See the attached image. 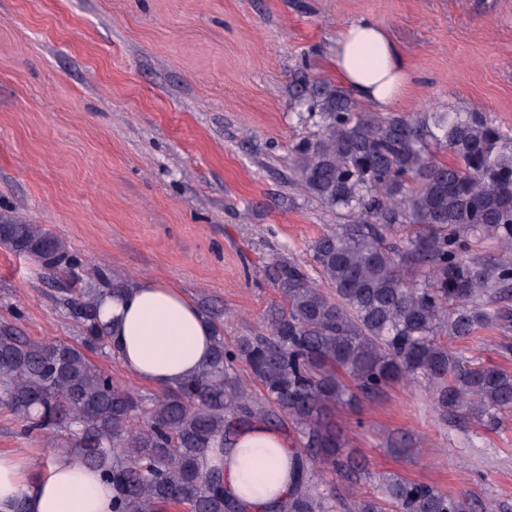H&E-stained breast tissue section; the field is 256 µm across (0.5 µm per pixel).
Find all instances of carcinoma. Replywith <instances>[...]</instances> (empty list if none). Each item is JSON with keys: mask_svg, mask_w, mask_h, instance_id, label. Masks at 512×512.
<instances>
[{"mask_svg": "<svg viewBox=\"0 0 512 512\" xmlns=\"http://www.w3.org/2000/svg\"><path fill=\"white\" fill-rule=\"evenodd\" d=\"M295 95L318 117L317 132L292 146L297 184L352 217L312 244L318 278L296 262L277 264L269 279L281 303L263 330L230 343L207 314L209 362L147 402L87 355L112 347L99 302L128 281L74 288L66 304L83 326L80 345L0 327V412L57 435L59 452L110 478L112 512H241L223 469L201 461L252 422L291 425L301 447L293 493L265 512H500L397 474L378 478L370 495L339 499L317 468L353 486L369 475L343 452L330 415L403 380L426 379L444 418L499 425L512 416V373L441 341L512 323V133L474 110L363 112L327 81L304 79ZM431 144L453 160H437ZM480 241L493 244L491 255L472 254ZM0 245L50 268L67 257L40 224H0Z\"/></svg>", "mask_w": 512, "mask_h": 512, "instance_id": "cac0c4a2", "label": "carcinoma"}]
</instances>
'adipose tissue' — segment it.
I'll return each instance as SVG.
<instances>
[{
	"mask_svg": "<svg viewBox=\"0 0 512 512\" xmlns=\"http://www.w3.org/2000/svg\"><path fill=\"white\" fill-rule=\"evenodd\" d=\"M331 56L338 80L379 112L396 103L409 81L405 55L368 18L338 33ZM99 315L124 368L141 383L177 386L211 357V328L198 306L171 284L137 279L122 295H104ZM295 455L280 431L257 423L238 428L233 448L220 456L226 494L244 512H263L293 491L288 467ZM19 500L27 512H112V484L71 453L39 472L28 455L0 452V512H12Z\"/></svg>",
	"mask_w": 512,
	"mask_h": 512,
	"instance_id": "ef3b65f1",
	"label": "adipose tissue"
}]
</instances>
